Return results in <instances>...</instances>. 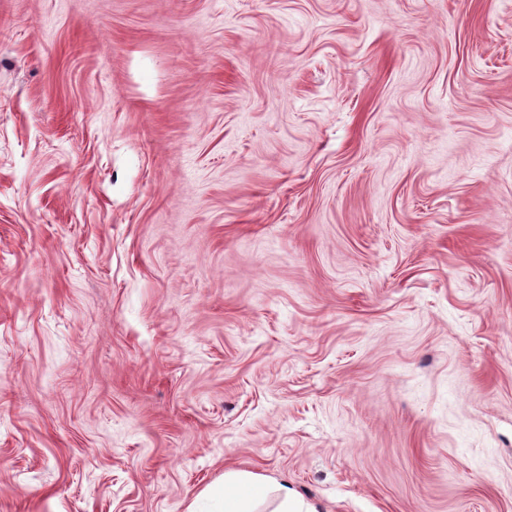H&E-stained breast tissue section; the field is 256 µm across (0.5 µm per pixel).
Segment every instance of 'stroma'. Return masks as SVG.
<instances>
[{"instance_id": "35a3bbf8", "label": "stroma", "mask_w": 512, "mask_h": 512, "mask_svg": "<svg viewBox=\"0 0 512 512\" xmlns=\"http://www.w3.org/2000/svg\"><path fill=\"white\" fill-rule=\"evenodd\" d=\"M512 512V0H0V512ZM211 494L221 504L215 512H262L259 507L270 495L277 501L272 512H317L288 482H270L255 474L225 473L224 485L213 487Z\"/></svg>"}]
</instances>
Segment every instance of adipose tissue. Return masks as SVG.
<instances>
[{
	"label": "adipose tissue",
	"mask_w": 512,
	"mask_h": 512,
	"mask_svg": "<svg viewBox=\"0 0 512 512\" xmlns=\"http://www.w3.org/2000/svg\"><path fill=\"white\" fill-rule=\"evenodd\" d=\"M211 494L221 505L219 512H259L271 497L277 502L274 512H316L288 483L272 482L255 474H225L223 484L213 487Z\"/></svg>",
	"instance_id": "1"
}]
</instances>
